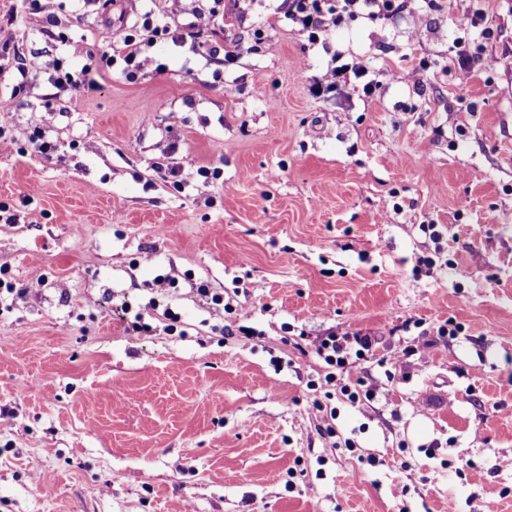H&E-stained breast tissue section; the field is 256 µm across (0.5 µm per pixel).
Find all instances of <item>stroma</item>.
Segmentation results:
<instances>
[{"instance_id": "obj_1", "label": "stroma", "mask_w": 512, "mask_h": 512, "mask_svg": "<svg viewBox=\"0 0 512 512\" xmlns=\"http://www.w3.org/2000/svg\"><path fill=\"white\" fill-rule=\"evenodd\" d=\"M42 5L48 33L0 0L34 75L17 95L0 76V512H512V0L318 44L271 21L277 0H224L235 65L162 36L89 96L53 81L201 0ZM477 9L493 65L462 87L448 61ZM338 51L370 58L373 97L309 93ZM153 297L176 331L129 335L125 306ZM345 327L378 339L355 373L373 400L326 381L315 345Z\"/></svg>"}]
</instances>
